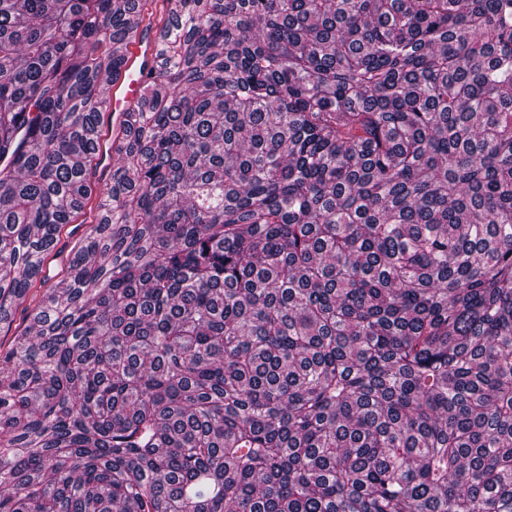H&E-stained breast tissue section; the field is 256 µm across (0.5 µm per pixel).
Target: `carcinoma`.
<instances>
[{
    "mask_svg": "<svg viewBox=\"0 0 512 512\" xmlns=\"http://www.w3.org/2000/svg\"><path fill=\"white\" fill-rule=\"evenodd\" d=\"M0 0V512H512V0ZM124 65L120 75L106 86L103 83L101 92L106 86L104 97L114 123H120L124 112L139 98L146 80L154 66L156 44L151 37L141 38L139 35L122 47ZM96 201L86 203L84 210L71 224H63L58 230L55 246L49 250L43 261L42 274L32 282L26 301L19 305L8 321L0 324V350L5 352L11 345L14 336L21 335L28 324L26 307L32 308L38 303L46 288H62L68 277L67 266L73 243L79 239L86 225L94 222L97 211Z\"/></svg>",
    "mask_w": 512,
    "mask_h": 512,
    "instance_id": "cac0c4a2",
    "label": "carcinoma"
}]
</instances>
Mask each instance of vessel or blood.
<instances>
[{"mask_svg": "<svg viewBox=\"0 0 512 512\" xmlns=\"http://www.w3.org/2000/svg\"><path fill=\"white\" fill-rule=\"evenodd\" d=\"M124 65L120 75L107 85L104 96L108 111L115 120H122L139 98L155 61L156 44L152 38H136L122 48Z\"/></svg>", "mask_w": 512, "mask_h": 512, "instance_id": "b4317fda", "label": "vessel or blood"}]
</instances>
